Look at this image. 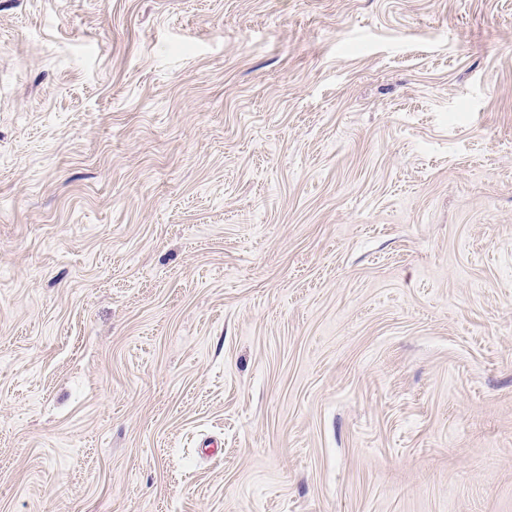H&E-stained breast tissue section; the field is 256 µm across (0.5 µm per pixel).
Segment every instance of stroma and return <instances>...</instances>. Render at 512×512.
<instances>
[{
	"mask_svg": "<svg viewBox=\"0 0 512 512\" xmlns=\"http://www.w3.org/2000/svg\"><path fill=\"white\" fill-rule=\"evenodd\" d=\"M0 512H512V0H0Z\"/></svg>",
	"mask_w": 512,
	"mask_h": 512,
	"instance_id": "obj_1",
	"label": "stroma"
}]
</instances>
